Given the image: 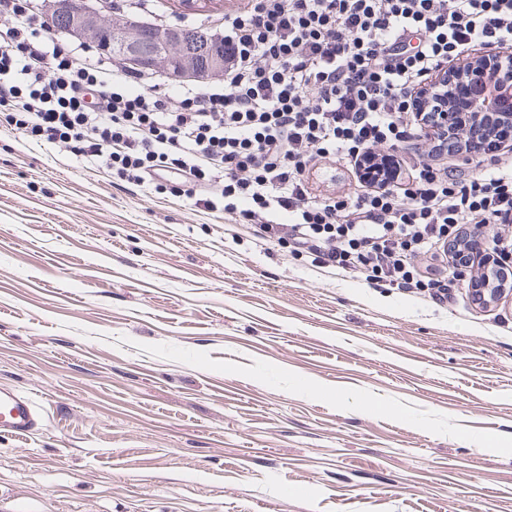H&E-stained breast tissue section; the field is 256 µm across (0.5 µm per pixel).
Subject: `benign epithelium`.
<instances>
[{
  "label": "benign epithelium",
  "instance_id": "obj_1",
  "mask_svg": "<svg viewBox=\"0 0 512 512\" xmlns=\"http://www.w3.org/2000/svg\"><path fill=\"white\" fill-rule=\"evenodd\" d=\"M112 0H43V19L52 28L106 55L117 52L136 69L164 68L174 79L197 82L224 75V34L194 29L191 34L163 22L128 19L122 24L108 20ZM472 110L468 122L452 124L448 113L456 108L459 90ZM420 111L434 125L436 134L452 145L461 160L468 158L467 145L486 138L493 127L512 133V60L493 53L480 54L462 66L441 74L418 96ZM455 276L463 278L472 267V257L454 250ZM512 265L506 259L487 266L482 276L470 282L474 302L491 306L506 293Z\"/></svg>",
  "mask_w": 512,
  "mask_h": 512
}]
</instances>
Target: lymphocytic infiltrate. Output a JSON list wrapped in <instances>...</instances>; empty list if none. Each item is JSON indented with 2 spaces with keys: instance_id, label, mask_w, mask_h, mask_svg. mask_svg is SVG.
Wrapping results in <instances>:
<instances>
[{
  "instance_id": "f902f5d3",
  "label": "lymphocytic infiltrate",
  "mask_w": 512,
  "mask_h": 512,
  "mask_svg": "<svg viewBox=\"0 0 512 512\" xmlns=\"http://www.w3.org/2000/svg\"><path fill=\"white\" fill-rule=\"evenodd\" d=\"M0 122L133 185L237 215L332 275L448 299V247L501 228L512 252V167L405 161L422 127L412 94L479 48H512V0H244L224 19V82L162 94L125 64L68 49L32 0H0ZM383 167L361 191L314 196L317 161Z\"/></svg>"
}]
</instances>
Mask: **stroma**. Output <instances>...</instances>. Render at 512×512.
Masks as SVG:
<instances>
[{
  "instance_id": "1",
  "label": "stroma",
  "mask_w": 512,
  "mask_h": 512,
  "mask_svg": "<svg viewBox=\"0 0 512 512\" xmlns=\"http://www.w3.org/2000/svg\"><path fill=\"white\" fill-rule=\"evenodd\" d=\"M240 0H154L214 27ZM0 124V512H512V296L437 304ZM41 427L40 413L29 395L0 388V437H26Z\"/></svg>"
}]
</instances>
